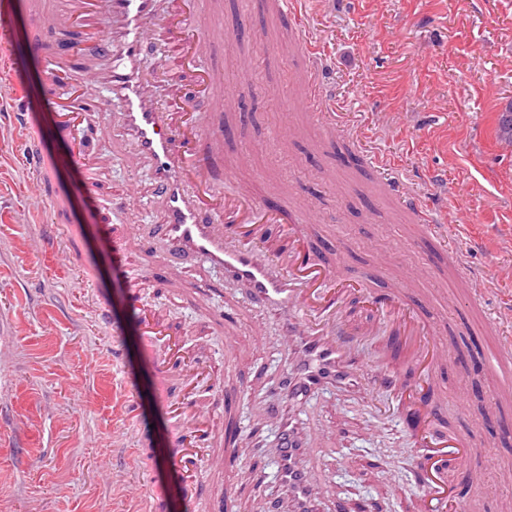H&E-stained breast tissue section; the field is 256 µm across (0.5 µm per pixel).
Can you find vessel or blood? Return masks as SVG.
Returning <instances> with one entry per match:
<instances>
[{"label":"vessel or blood","mask_w":512,"mask_h":512,"mask_svg":"<svg viewBox=\"0 0 512 512\" xmlns=\"http://www.w3.org/2000/svg\"><path fill=\"white\" fill-rule=\"evenodd\" d=\"M264 6L287 22L304 63L297 82L305 111L315 113L325 129L342 127L344 114L328 105L321 89L323 59L298 23V0H265ZM215 7L214 0H55L49 7L42 0H26L28 37L49 58L52 72L83 74L80 92L67 84L51 85L57 138L73 137V113L103 112L114 104L120 111L123 141L146 166L159 218L145 234L138 225H123L114 232L115 243L134 257L162 249L173 274L184 259L203 261L225 277L246 283L252 302L279 316L290 360L278 378L279 403L264 405L262 414L276 426L274 457L288 460L293 476L281 481V496L265 500L264 509L320 512L326 482L312 466L320 436L291 409L330 390L356 386L363 376L366 366L357 345L364 333L340 318L342 303L357 290L338 259L320 253L310 233L317 221L314 210L301 212L260 196L225 167L224 135L206 124L208 114L223 111L230 98L222 73L211 64L222 43L213 31L198 27ZM156 49L160 65L150 75L143 63ZM23 65L19 57L0 54V100L8 99L13 107L14 140L36 170L26 192L43 199L59 220L70 199L56 189L59 160L44 148L43 135L24 107L27 90L10 77ZM353 158L383 175L385 194L396 201L408 223L416 225L421 241L445 234L439 215L422 206L411 187L390 178L381 157L357 152ZM368 302L389 325L377 339L376 382L396 393L395 413L406 435L422 449L448 445L449 471L457 473L461 484L482 483L489 460L471 438L446 432L440 425L439 371L449 357L461 356V347L430 326L406 300L402 286L372 294ZM135 308L144 337L164 335L161 314L153 305L139 299ZM484 323L492 347L472 365L498 382L499 420L512 429V306L504 316L485 317ZM168 356L181 364L187 382L205 377L223 386L222 369H200L183 350L169 351ZM177 417L185 433L170 460L182 478L183 494L191 498L199 491L200 462L215 459L225 469L240 465L235 452L239 435L233 421L189 399L179 402ZM414 483L418 492L412 512L480 508L479 502L458 493L437 497L425 469L415 471Z\"/></svg>","instance_id":"b4317fda"}]
</instances>
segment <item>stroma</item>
Here are the masks:
<instances>
[{
	"label": "stroma",
	"mask_w": 512,
	"mask_h": 512,
	"mask_svg": "<svg viewBox=\"0 0 512 512\" xmlns=\"http://www.w3.org/2000/svg\"><path fill=\"white\" fill-rule=\"evenodd\" d=\"M22 0H0V13L13 26L9 49L28 58L18 81L29 91L28 110L45 130L46 148L57 154L56 186L71 199L69 223L84 232L82 259L98 274L79 284L59 252L39 247L50 223L48 208L20 224L24 185L33 173L19 149H0V512H127L139 489L154 478L167 484L165 512H208L206 500H182L180 479L166 467L175 433L173 406L186 395L178 368L164 381L153 370L165 347L144 344L131 288L151 277L145 293L182 334L200 366L223 359L226 346L240 356L232 369L231 410L243 429V458L267 461L265 495L276 496L278 465L269 459L272 426L252 427L258 403L270 397L285 364L276 317L252 305L246 287L196 261H186L177 288L165 285L162 258L155 253L133 263L111 244L99 213L112 223L132 215L112 207L113 195L135 190L150 195V181L130 167L114 118L91 115L106 127L93 142L111 154L112 168L102 187L84 192L83 175L68 154L72 144L49 136L53 104L46 60L27 40L30 20ZM248 37L235 36L241 16ZM303 22L315 48L332 68L324 81L337 110L355 116L359 146L388 158L391 170L414 189L422 204L444 212L453 231L442 243L423 245L394 200L381 195L372 176L346 161L347 148L326 144L317 120L293 106L296 63L281 57L276 43L287 42L281 21L261 0H220L216 25L224 43L212 64L227 86L239 81L242 60L256 70L239 97L237 111L223 122L235 136L225 138L224 156L240 146L251 152L241 179L258 192L314 200L322 211L314 230L321 247L339 252L349 272L366 271L380 254L390 258L386 276L404 277L407 268L431 265L432 278L410 296L448 330L470 354L489 343L481 316L472 313L463 292L466 280L496 281L486 310L512 302V279L498 269L512 266V151L497 137L498 113L512 102V0H323L307 5ZM465 257L461 270L449 268L448 252ZM210 288L200 306L196 291ZM112 313L99 324L93 302ZM466 411L449 406L450 429L469 434L491 461L479 491L482 512H499L512 499V432L489 416L496 385L475 382ZM138 406L137 426L115 442L128 401ZM391 392L367 387L340 396L325 393L306 406L304 419L333 431L314 461L327 481V499L352 496L379 500L385 512H409L417 489L413 471L422 465L398 418L386 412ZM379 426L369 437V425ZM109 462L123 479L100 476Z\"/></svg>",
	"instance_id": "obj_1"
}]
</instances>
